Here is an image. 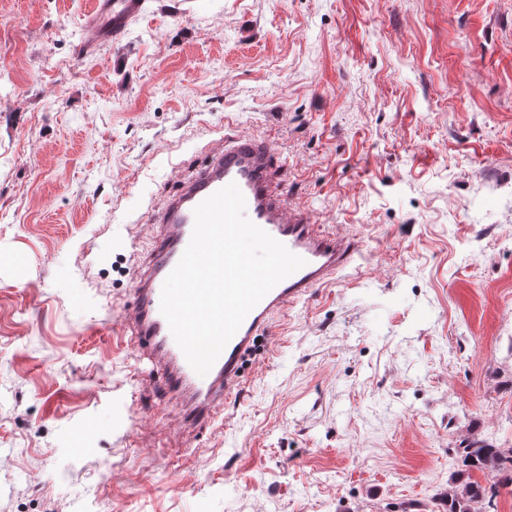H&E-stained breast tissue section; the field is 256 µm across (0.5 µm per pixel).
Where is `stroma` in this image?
I'll list each match as a JSON object with an SVG mask.
<instances>
[{"label":"stroma","mask_w":512,"mask_h":512,"mask_svg":"<svg viewBox=\"0 0 512 512\" xmlns=\"http://www.w3.org/2000/svg\"><path fill=\"white\" fill-rule=\"evenodd\" d=\"M0 0V512H435L512 447V0ZM360 256L188 429L112 333L225 137ZM142 6V0H94L84 19L87 37L81 49L94 51L120 41L129 21L141 12Z\"/></svg>","instance_id":"1"}]
</instances>
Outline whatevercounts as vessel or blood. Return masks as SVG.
<instances>
[{
  "label": "vessel or blood",
  "instance_id": "obj_1",
  "mask_svg": "<svg viewBox=\"0 0 512 512\" xmlns=\"http://www.w3.org/2000/svg\"><path fill=\"white\" fill-rule=\"evenodd\" d=\"M142 6V0H93L85 17L83 51L120 41ZM275 171V152L269 142L249 135L235 136L225 141L223 149L214 153L153 217L160 226L156 247L137 275L134 307L125 322L134 338L136 357L151 364L150 370L137 374V381L162 375L169 392L182 398L184 420L192 427L214 421L220 409L239 394L242 359L255 338L269 329L271 317L344 269L355 251L352 238L323 230L303 212L289 210L271 189ZM232 182L245 197L246 216L303 258L305 264L249 312L215 364L201 376L189 365L160 311L161 290L191 239L195 207Z\"/></svg>",
  "mask_w": 512,
  "mask_h": 512
}]
</instances>
